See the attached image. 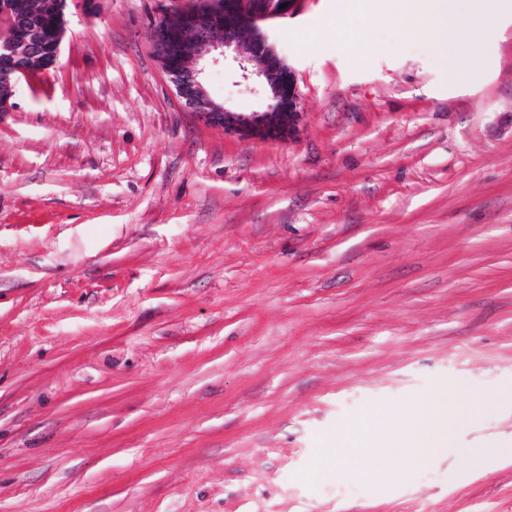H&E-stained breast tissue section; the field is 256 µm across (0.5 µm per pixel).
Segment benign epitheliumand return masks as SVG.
I'll use <instances>...</instances> for the list:
<instances>
[{
  "mask_svg": "<svg viewBox=\"0 0 512 512\" xmlns=\"http://www.w3.org/2000/svg\"><path fill=\"white\" fill-rule=\"evenodd\" d=\"M179 12L155 22L149 40L154 54L185 105L210 121L235 131L273 134L290 126L299 114L300 95L293 68L277 52L259 22L284 13L290 0H186ZM15 0H0V112L13 107L19 79L44 73L47 58L35 49L36 25ZM216 52L212 63H231L240 82L262 90L263 112L244 115L212 100L204 85L205 66L196 49Z\"/></svg>",
  "mask_w": 512,
  "mask_h": 512,
  "instance_id": "7a95c632",
  "label": "benign epithelium"
}]
</instances>
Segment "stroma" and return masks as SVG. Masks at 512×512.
Returning <instances> with one entry per match:
<instances>
[{"instance_id":"stroma-1","label":"stroma","mask_w":512,"mask_h":512,"mask_svg":"<svg viewBox=\"0 0 512 512\" xmlns=\"http://www.w3.org/2000/svg\"><path fill=\"white\" fill-rule=\"evenodd\" d=\"M183 4L68 0L0 112V512H512V12L449 55L390 0L347 43L351 0H292L265 136L177 96ZM422 401L450 447L382 455Z\"/></svg>"}]
</instances>
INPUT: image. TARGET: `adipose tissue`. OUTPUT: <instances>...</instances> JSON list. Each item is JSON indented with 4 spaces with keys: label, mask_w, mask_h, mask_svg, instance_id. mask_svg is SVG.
Segmentation results:
<instances>
[{
    "label": "adipose tissue",
    "mask_w": 512,
    "mask_h": 512,
    "mask_svg": "<svg viewBox=\"0 0 512 512\" xmlns=\"http://www.w3.org/2000/svg\"><path fill=\"white\" fill-rule=\"evenodd\" d=\"M457 0H406L403 16L413 24L416 32L433 38L446 49L459 43L475 40L477 33L495 29L497 19L493 11L480 0L470 11L456 7ZM423 438H412L405 447L414 461L430 459L433 448L448 445V419L431 406L422 409Z\"/></svg>",
    "instance_id": "ef3b65f1"
}]
</instances>
